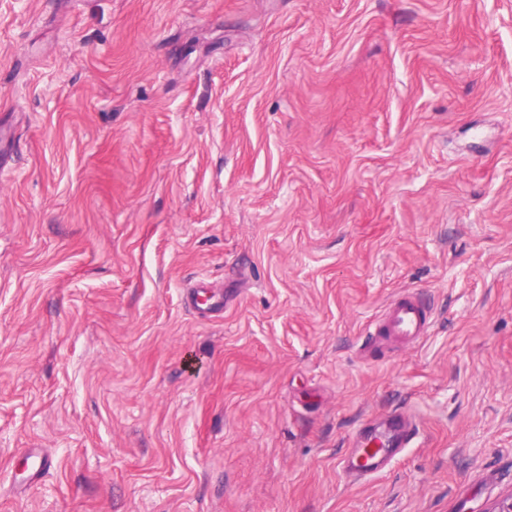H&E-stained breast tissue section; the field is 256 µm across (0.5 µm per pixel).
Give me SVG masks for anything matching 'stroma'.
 Wrapping results in <instances>:
<instances>
[{
  "label": "stroma",
  "instance_id": "stroma-1",
  "mask_svg": "<svg viewBox=\"0 0 512 512\" xmlns=\"http://www.w3.org/2000/svg\"><path fill=\"white\" fill-rule=\"evenodd\" d=\"M511 495L512 0H0V512ZM430 326V316L417 301L415 294L402 292L387 306L377 326L371 333V341L384 347L396 342L416 343L421 341ZM413 430V420L398 413L390 416L382 432L367 424L361 430L363 441L349 463L354 470L352 476L363 477L388 469L392 460L408 447Z\"/></svg>",
  "mask_w": 512,
  "mask_h": 512
}]
</instances>
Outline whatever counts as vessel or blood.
<instances>
[{"instance_id":"1","label":"vessel or blood","mask_w":512,"mask_h":512,"mask_svg":"<svg viewBox=\"0 0 512 512\" xmlns=\"http://www.w3.org/2000/svg\"><path fill=\"white\" fill-rule=\"evenodd\" d=\"M430 316L410 292L398 294L387 306L373 331L374 343L384 347L396 342L416 343L427 334ZM414 422L401 414L390 416L385 430L364 427L362 442L349 463L354 476L381 473L408 447Z\"/></svg>"}]
</instances>
